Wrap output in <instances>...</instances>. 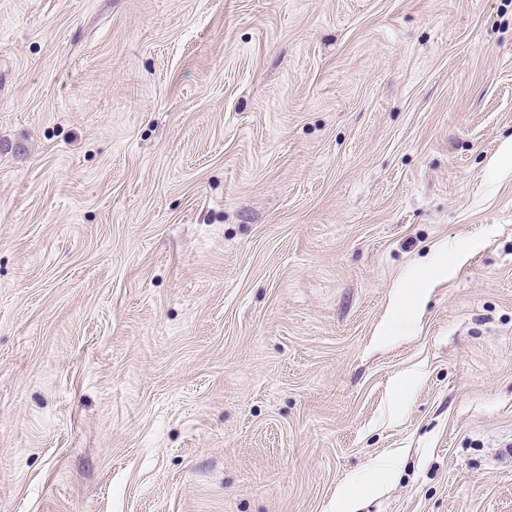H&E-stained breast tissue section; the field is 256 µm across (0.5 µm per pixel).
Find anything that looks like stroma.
Instances as JSON below:
<instances>
[{
	"label": "stroma",
	"instance_id": "stroma-1",
	"mask_svg": "<svg viewBox=\"0 0 512 512\" xmlns=\"http://www.w3.org/2000/svg\"><path fill=\"white\" fill-rule=\"evenodd\" d=\"M509 444L512 0H0V512H512ZM367 488L352 480L343 481L336 490V511L337 512H357L352 511L354 503L367 493Z\"/></svg>",
	"mask_w": 512,
	"mask_h": 512
}]
</instances>
